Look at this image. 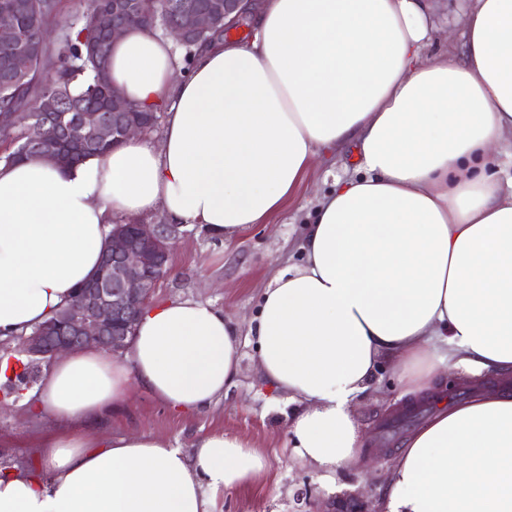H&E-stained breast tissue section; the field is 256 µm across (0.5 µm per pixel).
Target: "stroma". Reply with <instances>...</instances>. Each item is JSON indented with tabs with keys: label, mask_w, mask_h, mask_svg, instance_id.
Segmentation results:
<instances>
[{
	"label": "stroma",
	"mask_w": 512,
	"mask_h": 512,
	"mask_svg": "<svg viewBox=\"0 0 512 512\" xmlns=\"http://www.w3.org/2000/svg\"><path fill=\"white\" fill-rule=\"evenodd\" d=\"M356 169L354 156L340 152L323 156L271 224L252 225L232 241L215 238L201 227L188 231L173 250L171 271L156 289L155 300L209 301L240 327H247L274 274L301 264L299 244L305 223L334 177L354 176ZM396 396V390L383 388L360 397L354 415L369 434L364 457L348 464L332 485L292 448L288 396L263 383L258 358L249 344L241 348L236 383L208 411L175 415L136 389L125 411L107 419L102 430L107 434L146 430L186 449L199 434L214 429L248 439L264 455L267 468L251 487L225 493L224 512H344L354 499L362 500L368 512H377L385 473L410 434L403 428L390 442L380 439L381 427L404 410ZM35 429L24 406L0 415V435L13 440L11 447H0V460L27 462L33 455L27 439Z\"/></svg>",
	"instance_id": "obj_1"
}]
</instances>
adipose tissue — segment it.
Returning a JSON list of instances; mask_svg holds the SVG:
<instances>
[{"label":"adipose tissue","mask_w":512,"mask_h":512,"mask_svg":"<svg viewBox=\"0 0 512 512\" xmlns=\"http://www.w3.org/2000/svg\"><path fill=\"white\" fill-rule=\"evenodd\" d=\"M436 0H261L248 38L198 48L133 27L110 79L160 141L127 139L73 169L0 163V342L29 333L96 270L113 215L160 209L227 240L269 223L316 159L349 146L311 215L302 265L264 289L248 331L207 301H149L129 358L59 357L29 414L38 456L0 466V512H224L266 459L214 430L191 448L102 433L133 389L171 412L209 410L248 339L285 393L291 443L327 480L360 457L353 406L391 365L402 394L449 376L495 388L443 405L411 433L381 512H512V0H472L464 57L428 55Z\"/></svg>","instance_id":"adipose-tissue-1"}]
</instances>
